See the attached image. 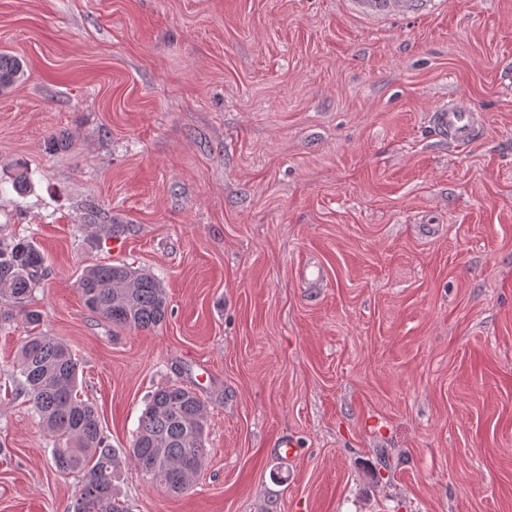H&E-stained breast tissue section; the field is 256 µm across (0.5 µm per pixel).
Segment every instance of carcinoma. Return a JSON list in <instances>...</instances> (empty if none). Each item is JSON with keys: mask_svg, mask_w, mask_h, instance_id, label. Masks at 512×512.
Instances as JSON below:
<instances>
[{"mask_svg": "<svg viewBox=\"0 0 512 512\" xmlns=\"http://www.w3.org/2000/svg\"><path fill=\"white\" fill-rule=\"evenodd\" d=\"M23 77L24 60L0 52V92ZM46 271V257L34 242H0V328L18 318L29 328L17 357V393L50 438L55 468L80 477L73 512H127L112 487L119 456L94 405L77 397V361L64 342L36 331L40 313L29 304ZM78 290L88 308L117 328L154 329L168 315L158 278L125 263L86 269ZM206 422V406L196 392L178 384L160 388L140 416L127 458L157 488L184 493L205 462Z\"/></svg>", "mask_w": 512, "mask_h": 512, "instance_id": "carcinoma-1", "label": "carcinoma"}]
</instances>
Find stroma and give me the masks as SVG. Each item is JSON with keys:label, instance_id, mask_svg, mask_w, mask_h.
I'll list each match as a JSON object with an SVG mask.
<instances>
[{"label": "stroma", "instance_id": "1", "mask_svg": "<svg viewBox=\"0 0 512 512\" xmlns=\"http://www.w3.org/2000/svg\"><path fill=\"white\" fill-rule=\"evenodd\" d=\"M0 52L27 65L0 241L48 258L41 332L117 452L161 387L207 408L193 487L125 463L130 512H512V0H0ZM448 101L472 145L435 133ZM103 262L160 279L163 325L85 306ZM26 335L0 330V512H72L9 378ZM425 1V2H423ZM431 0H355L362 14L374 17H400L414 12ZM433 123L448 140L459 144H467L475 139L480 130L478 114L460 108L452 103L433 113Z\"/></svg>", "mask_w": 512, "mask_h": 512}]
</instances>
